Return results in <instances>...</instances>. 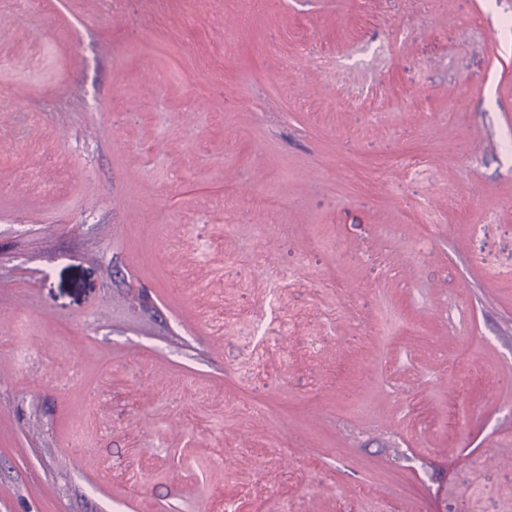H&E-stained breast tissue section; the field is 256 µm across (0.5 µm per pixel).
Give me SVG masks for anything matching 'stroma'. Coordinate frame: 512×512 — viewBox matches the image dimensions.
<instances>
[{
	"instance_id": "1",
	"label": "stroma",
	"mask_w": 512,
	"mask_h": 512,
	"mask_svg": "<svg viewBox=\"0 0 512 512\" xmlns=\"http://www.w3.org/2000/svg\"><path fill=\"white\" fill-rule=\"evenodd\" d=\"M0 51V512H512V0H44Z\"/></svg>"
}]
</instances>
